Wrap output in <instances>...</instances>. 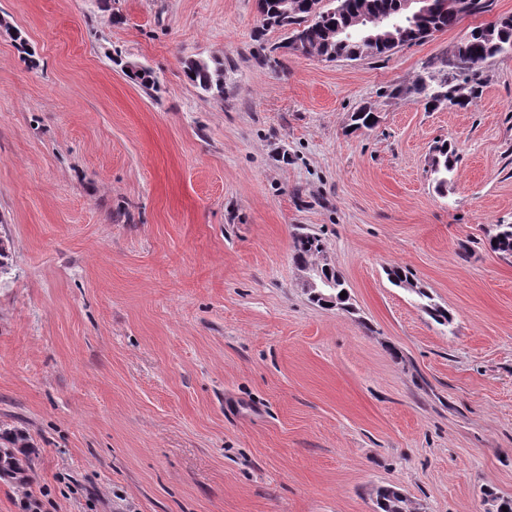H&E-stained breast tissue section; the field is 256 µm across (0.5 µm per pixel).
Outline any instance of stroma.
Listing matches in <instances>:
<instances>
[{"label": "stroma", "mask_w": 512, "mask_h": 512, "mask_svg": "<svg viewBox=\"0 0 512 512\" xmlns=\"http://www.w3.org/2000/svg\"><path fill=\"white\" fill-rule=\"evenodd\" d=\"M489 3L329 61L284 49L255 0H0V429L27 436L41 512L512 497V261L488 245L512 224V54L462 110L390 92L512 16ZM197 58L223 62V98L189 80ZM364 107L378 121L353 129ZM298 232L322 239L352 312L310 301ZM435 155L432 158L431 173L438 193L444 194L448 188V177L452 174L457 162L456 151L449 143H442L436 147ZM376 512H409L408 498L395 487H379L375 492Z\"/></svg>", "instance_id": "obj_1"}]
</instances>
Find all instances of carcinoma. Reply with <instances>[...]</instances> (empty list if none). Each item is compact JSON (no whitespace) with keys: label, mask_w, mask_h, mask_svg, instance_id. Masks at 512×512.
Returning <instances> with one entry per match:
<instances>
[{"label":"carcinoma","mask_w":512,"mask_h":512,"mask_svg":"<svg viewBox=\"0 0 512 512\" xmlns=\"http://www.w3.org/2000/svg\"><path fill=\"white\" fill-rule=\"evenodd\" d=\"M282 0H257L262 26L284 31L286 40L302 38L300 50L326 59L357 60L364 56L366 45L355 36L331 38V33L347 32L358 27V21L369 17L378 28H389L391 35L375 45L373 54L383 55L398 47L424 41L428 32H440L457 25L461 18L453 7V0H443V6L430 9L416 17H407L403 0H330L310 17L309 0H291V8L283 11ZM512 54V18L496 24L472 29L466 44L456 48L453 55L441 61L447 69L443 77L430 74L418 77L410 86L396 87L394 91L418 97L426 104L438 102V94H448L453 106L467 107L483 87V64L496 56ZM186 73L201 92L212 97L224 95V69L219 62L202 59L186 63ZM457 162L452 145L436 147L431 173L435 189L442 194L448 188L449 176ZM489 239L496 240L490 248L502 258H512V224H497ZM323 252V243L312 233H297L293 239V259L297 264H308ZM376 512H409L408 498L395 487H380L375 492Z\"/></svg>","instance_id":"carcinoma-1"}]
</instances>
